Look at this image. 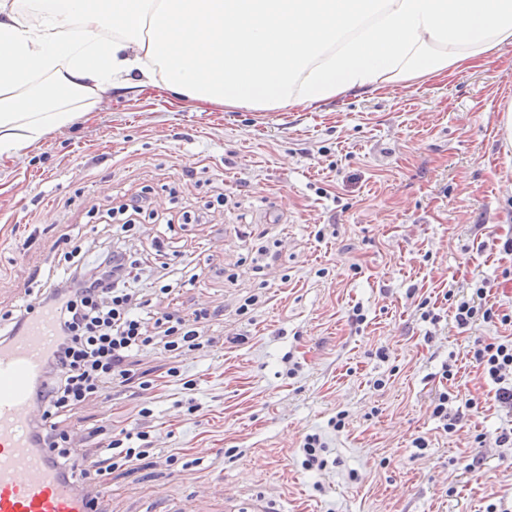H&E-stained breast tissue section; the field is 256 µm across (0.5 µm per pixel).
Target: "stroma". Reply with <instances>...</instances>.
Instances as JSON below:
<instances>
[{
  "instance_id": "obj_1",
  "label": "stroma",
  "mask_w": 512,
  "mask_h": 512,
  "mask_svg": "<svg viewBox=\"0 0 512 512\" xmlns=\"http://www.w3.org/2000/svg\"><path fill=\"white\" fill-rule=\"evenodd\" d=\"M511 103L507 43L443 81L305 108L200 109L163 86L112 90L0 155V309L27 301L62 235L103 246L90 208L148 185L171 268L202 270L177 302L217 314L200 326L210 352L135 357L148 377L173 363L180 374L142 420L150 454L106 476L111 512H168L198 496L214 512L231 501L274 512H512V447L495 441L512 428V406L464 358L474 340L512 328L459 332L446 298L485 279L490 302L512 315ZM217 193L223 210L174 223ZM252 296L255 309L241 313ZM425 299L438 324L421 318ZM448 365L458 369L450 382ZM448 389L476 403L455 433L432 413ZM140 403L116 391L105 413L92 399L81 425L130 421ZM340 413L341 430L331 423ZM308 434L325 445V469L302 465ZM419 436L427 448H413ZM475 456L482 468L466 471Z\"/></svg>"
}]
</instances>
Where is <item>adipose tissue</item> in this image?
<instances>
[{
	"instance_id": "adipose-tissue-1",
	"label": "adipose tissue",
	"mask_w": 512,
	"mask_h": 512,
	"mask_svg": "<svg viewBox=\"0 0 512 512\" xmlns=\"http://www.w3.org/2000/svg\"><path fill=\"white\" fill-rule=\"evenodd\" d=\"M0 0V153L158 82L256 112L446 76L512 43V0Z\"/></svg>"
}]
</instances>
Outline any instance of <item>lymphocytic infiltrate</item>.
I'll use <instances>...</instances> for the list:
<instances>
[{
  "label": "lymphocytic infiltrate",
  "instance_id": "lymphocytic-infiltrate-1",
  "mask_svg": "<svg viewBox=\"0 0 512 512\" xmlns=\"http://www.w3.org/2000/svg\"><path fill=\"white\" fill-rule=\"evenodd\" d=\"M146 208L142 194L107 207L112 237L96 258L84 261L78 247H71L59 254L53 272L36 287V304L56 315L58 339L32 390L41 414L30 422L29 434L34 447L46 451L53 467L71 479H101L150 452L148 432L134 422L108 430L94 456L74 463L69 451L72 424L84 403L109 388L134 386L145 395L155 392L158 381L138 376L130 363L144 349L155 348L174 358L206 348L197 325L212 320L209 310L160 309V302L174 292L161 275L151 283L152 298L141 293L148 259L134 256L127 243L145 234ZM488 293L486 284L480 283L471 296L451 298L457 328L467 329L480 320L512 323V316L498 313L489 303ZM466 356L495 385L497 400L512 405V338L475 340Z\"/></svg>",
  "mask_w": 512,
  "mask_h": 512
}]
</instances>
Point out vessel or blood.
<instances>
[{
  "mask_svg": "<svg viewBox=\"0 0 512 512\" xmlns=\"http://www.w3.org/2000/svg\"><path fill=\"white\" fill-rule=\"evenodd\" d=\"M55 341L56 317L42 308L0 341V512H100L105 498L101 489L75 488L29 442L38 412L31 391Z\"/></svg>",
  "mask_w": 512,
  "mask_h": 512,
  "instance_id": "b4317fda",
  "label": "vessel or blood"
}]
</instances>
